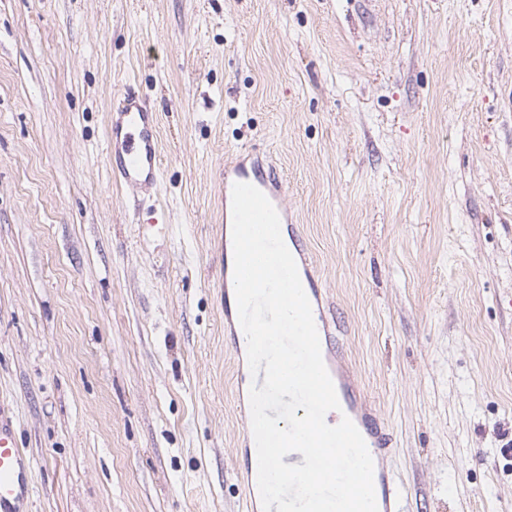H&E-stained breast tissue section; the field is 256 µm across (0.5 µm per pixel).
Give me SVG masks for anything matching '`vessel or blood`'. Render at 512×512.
Wrapping results in <instances>:
<instances>
[{
	"mask_svg": "<svg viewBox=\"0 0 512 512\" xmlns=\"http://www.w3.org/2000/svg\"><path fill=\"white\" fill-rule=\"evenodd\" d=\"M106 159L114 180L135 190L157 184L162 176L157 119L133 97L120 100L112 113L106 137ZM249 183L261 190L277 210L281 231L295 244L293 256L311 303L321 353L334 383L341 411L356 426L374 462V488L378 512H406L404 492L386 465L397 449L392 434L363 408L355 390L336 360V325L311 265L298 228L284 204V188L272 165L247 149L225 160L220 180L222 200H230L235 183ZM30 456L15 442L9 422L0 415V512H27L32 485Z\"/></svg>",
	"mask_w": 512,
	"mask_h": 512,
	"instance_id": "1",
	"label": "vessel or blood"
}]
</instances>
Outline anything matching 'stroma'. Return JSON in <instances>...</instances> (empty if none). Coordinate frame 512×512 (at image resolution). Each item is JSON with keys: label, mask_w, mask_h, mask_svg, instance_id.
Listing matches in <instances>:
<instances>
[{"label": "stroma", "mask_w": 512, "mask_h": 512, "mask_svg": "<svg viewBox=\"0 0 512 512\" xmlns=\"http://www.w3.org/2000/svg\"><path fill=\"white\" fill-rule=\"evenodd\" d=\"M137 95L141 210L105 129ZM263 153L409 512H512V0H0V408L30 512H246L217 247ZM106 159L114 180L129 190L156 185L161 179L156 114L132 96L120 100L112 113Z\"/></svg>", "instance_id": "obj_1"}]
</instances>
